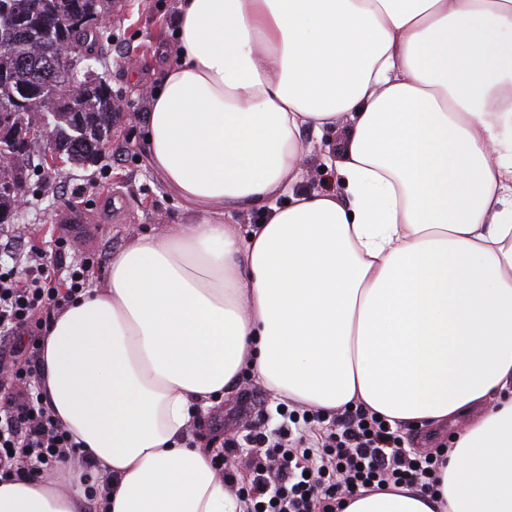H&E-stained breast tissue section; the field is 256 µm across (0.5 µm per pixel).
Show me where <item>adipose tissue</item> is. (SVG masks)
Returning a JSON list of instances; mask_svg holds the SVG:
<instances>
[{"label": "adipose tissue", "mask_w": 512, "mask_h": 512, "mask_svg": "<svg viewBox=\"0 0 512 512\" xmlns=\"http://www.w3.org/2000/svg\"><path fill=\"white\" fill-rule=\"evenodd\" d=\"M172 36L149 163L202 218L57 313L40 382L85 454L0 481V512H84L90 461L99 512H246L185 444L246 372L395 430L467 418L436 492L343 512H512V0H180ZM326 128L338 190L294 191Z\"/></svg>", "instance_id": "obj_1"}]
</instances>
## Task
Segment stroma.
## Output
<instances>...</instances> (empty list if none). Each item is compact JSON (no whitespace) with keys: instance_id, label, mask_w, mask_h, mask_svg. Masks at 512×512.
I'll return each instance as SVG.
<instances>
[{"instance_id":"stroma-1","label":"stroma","mask_w":512,"mask_h":512,"mask_svg":"<svg viewBox=\"0 0 512 512\" xmlns=\"http://www.w3.org/2000/svg\"><path fill=\"white\" fill-rule=\"evenodd\" d=\"M179 0H117L108 27L109 38L96 44L101 57L99 76L122 97L113 127L114 137L97 164L65 167L55 174L26 169L23 204L13 220L0 226V265L12 266V254L37 245L53 247L60 226L57 216L67 205L86 211L92 234L77 242L80 253L100 261L93 268V287H104L113 253L135 235L159 233L200 220L199 211L187 206L167 189L151 167L144 142L145 119L152 91L164 66L176 59L169 32ZM304 143L311 151L299 190L335 187L328 170L335 135L307 131ZM273 396L250 375L220 404L193 419L188 443L215 452L233 447L251 429L275 428L281 421Z\"/></svg>"}]
</instances>
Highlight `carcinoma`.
Segmentation results:
<instances>
[{
  "instance_id": "obj_1",
  "label": "carcinoma",
  "mask_w": 512,
  "mask_h": 512,
  "mask_svg": "<svg viewBox=\"0 0 512 512\" xmlns=\"http://www.w3.org/2000/svg\"><path fill=\"white\" fill-rule=\"evenodd\" d=\"M0 0V111L17 106L22 98L29 102L25 119L38 125L50 119L56 139L64 148L66 162L72 165L95 160L111 142L112 127L118 115L112 89L94 80L82 82L73 94L54 100L41 84L60 81L62 73L46 67L47 38L61 33L82 43L97 40V32H72L70 16L73 5L88 12H101L108 0ZM25 150L14 154L11 167L0 171V223L14 211L18 192L23 186L20 166Z\"/></svg>"
}]
</instances>
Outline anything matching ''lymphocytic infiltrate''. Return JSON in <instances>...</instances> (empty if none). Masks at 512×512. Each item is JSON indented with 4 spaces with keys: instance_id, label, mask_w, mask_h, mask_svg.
<instances>
[{
    "instance_id": "lymphocytic-infiltrate-1",
    "label": "lymphocytic infiltrate",
    "mask_w": 512,
    "mask_h": 512,
    "mask_svg": "<svg viewBox=\"0 0 512 512\" xmlns=\"http://www.w3.org/2000/svg\"><path fill=\"white\" fill-rule=\"evenodd\" d=\"M92 257H73L68 240L59 237L52 250L30 248L16 267H0V340L32 323L36 313L51 312L85 292ZM41 347L30 338L23 360L10 365L20 388L0 418V461L16 477L58 470L79 445L55 420L34 378L40 373ZM276 433L251 436V475L241 490L250 512H340L342 495L363 487L417 484L433 489L439 461L403 448L397 431L376 413L355 409L338 425L326 426L320 447L292 444L296 412Z\"/></svg>"
}]
</instances>
